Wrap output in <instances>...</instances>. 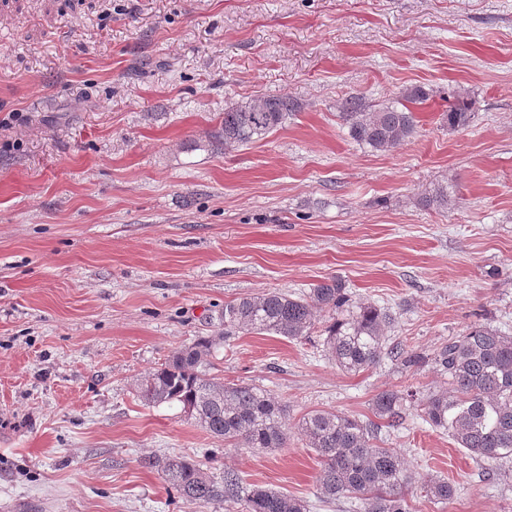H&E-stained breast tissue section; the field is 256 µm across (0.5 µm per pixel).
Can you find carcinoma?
<instances>
[{
	"mask_svg": "<svg viewBox=\"0 0 512 512\" xmlns=\"http://www.w3.org/2000/svg\"><path fill=\"white\" fill-rule=\"evenodd\" d=\"M428 98L422 88L398 92L397 101L370 105L351 95L340 103V118L349 136L376 151H386L417 133V119L409 108ZM471 102L456 99L448 112V126L470 123ZM297 104L286 97L257 96L224 111L220 136L224 148L245 146L264 139L282 126ZM427 206L448 208V186L440 184L422 198ZM329 308L336 317L326 327L324 345L336 366L357 373L388 357L406 370L417 368L421 357L402 347L386 345L385 327L391 314L376 305L351 301L345 283L333 278L296 295L273 291L247 296L224 305V327L300 339L308 336L314 312ZM221 336H200L175 352L162 367L148 373L139 397L148 405L179 404L211 435L243 448H282L288 439L283 408L265 390L246 384H226L211 374V358ZM436 364L448 377V389L419 400L422 419L448 433L459 447L479 460L512 458V336L487 325H475L448 339ZM415 394L379 393L374 414L388 426L402 424ZM298 433L320 459L319 498L333 503L355 501L357 512H409L404 491L415 481L397 452L373 443L375 424L334 411H315L298 424ZM158 468L189 504L219 501L242 505L243 512H308L306 501L284 492L254 487L242 494L240 479L227 472L217 479L200 464L184 457L148 462ZM426 496L448 501L454 485L430 478Z\"/></svg>",
	"mask_w": 512,
	"mask_h": 512,
	"instance_id": "carcinoma-1",
	"label": "carcinoma"
}]
</instances>
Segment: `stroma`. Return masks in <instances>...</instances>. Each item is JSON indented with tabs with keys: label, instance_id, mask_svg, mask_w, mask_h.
Listing matches in <instances>:
<instances>
[{
	"label": "stroma",
	"instance_id": "35a3bbf8",
	"mask_svg": "<svg viewBox=\"0 0 512 512\" xmlns=\"http://www.w3.org/2000/svg\"><path fill=\"white\" fill-rule=\"evenodd\" d=\"M409 86L428 93L415 136L351 139L342 98ZM455 93L474 101L457 131ZM258 95L299 108L225 147V108ZM440 183L451 204L426 206ZM334 277L426 363L339 370L326 308L305 339L224 328L227 303ZM476 324L512 334V0H0V512H225L149 465L175 456L352 512L319 499L299 419L445 390L433 356ZM200 336L222 339L212 375L284 406L285 447L139 400ZM376 443L418 478L410 512H512V462L471 458L416 409ZM430 476L453 499H428Z\"/></svg>",
	"mask_w": 512,
	"mask_h": 512
}]
</instances>
